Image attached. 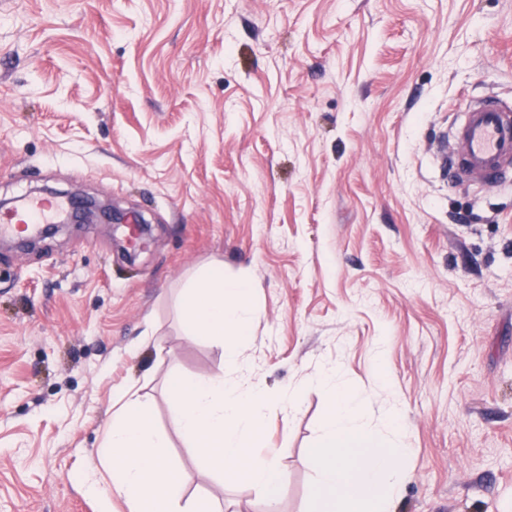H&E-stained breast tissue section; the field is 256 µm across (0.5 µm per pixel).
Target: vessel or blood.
<instances>
[{
	"label": "vessel or blood",
	"mask_w": 512,
	"mask_h": 512,
	"mask_svg": "<svg viewBox=\"0 0 512 512\" xmlns=\"http://www.w3.org/2000/svg\"><path fill=\"white\" fill-rule=\"evenodd\" d=\"M453 135L455 149L447 166L450 183L494 186L512 175V103L495 97L474 101L462 113ZM61 205L60 199L40 197L1 215L0 237L33 234Z\"/></svg>",
	"instance_id": "vessel-or-blood-1"
}]
</instances>
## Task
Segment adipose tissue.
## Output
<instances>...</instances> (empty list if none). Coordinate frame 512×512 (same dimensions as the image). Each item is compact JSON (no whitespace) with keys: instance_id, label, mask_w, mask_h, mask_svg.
Wrapping results in <instances>:
<instances>
[{"instance_id":"1","label":"adipose tissue","mask_w":512,"mask_h":512,"mask_svg":"<svg viewBox=\"0 0 512 512\" xmlns=\"http://www.w3.org/2000/svg\"><path fill=\"white\" fill-rule=\"evenodd\" d=\"M114 401L112 425L97 451L109 469V480L99 483L95 471H87L88 489L106 501L115 496L123 499L129 512H221L185 498L140 396L124 386L116 389Z\"/></svg>"}]
</instances>
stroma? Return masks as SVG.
<instances>
[{
  "instance_id": "1",
  "label": "stroma",
  "mask_w": 512,
  "mask_h": 512,
  "mask_svg": "<svg viewBox=\"0 0 512 512\" xmlns=\"http://www.w3.org/2000/svg\"><path fill=\"white\" fill-rule=\"evenodd\" d=\"M512 101V0H0V199L58 190L140 213L0 248V512H128L82 478L131 386L186 496L265 505L203 468L168 380L228 374L184 283L252 282L256 447L308 512L338 367L404 413L395 512H512V181L449 186L467 99Z\"/></svg>"
}]
</instances>
